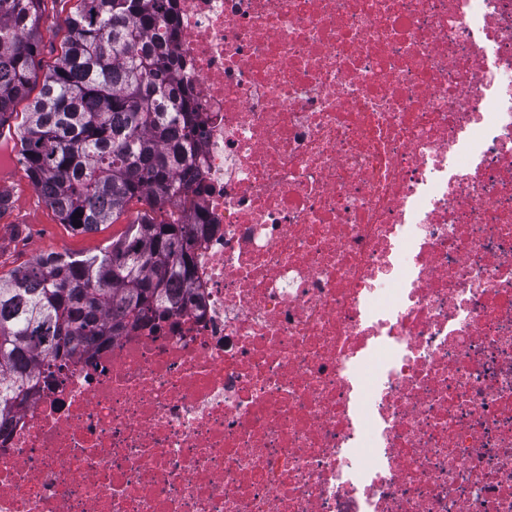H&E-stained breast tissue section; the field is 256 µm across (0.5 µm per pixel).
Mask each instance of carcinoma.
Here are the masks:
<instances>
[{"label":"carcinoma","instance_id":"obj_1","mask_svg":"<svg viewBox=\"0 0 512 512\" xmlns=\"http://www.w3.org/2000/svg\"><path fill=\"white\" fill-rule=\"evenodd\" d=\"M42 2L0 0V122L37 83ZM67 25L12 151L77 232L144 208L98 254L54 252L0 276V422L79 354L186 308L175 288L192 289L206 231L182 199L198 105L177 79L176 0H79Z\"/></svg>","mask_w":512,"mask_h":512}]
</instances>
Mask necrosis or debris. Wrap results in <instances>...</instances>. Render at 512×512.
Segmentation results:
<instances>
[{
    "label": "necrosis or debris",
    "mask_w": 512,
    "mask_h": 512,
    "mask_svg": "<svg viewBox=\"0 0 512 512\" xmlns=\"http://www.w3.org/2000/svg\"><path fill=\"white\" fill-rule=\"evenodd\" d=\"M187 308L0 434V512H512V0H178Z\"/></svg>",
    "instance_id": "necrosis-or-debris-1"
}]
</instances>
